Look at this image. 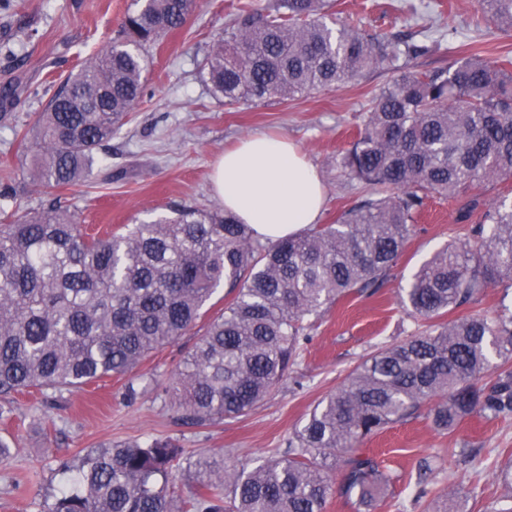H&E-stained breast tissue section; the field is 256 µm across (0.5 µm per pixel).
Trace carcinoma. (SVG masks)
Here are the masks:
<instances>
[{
	"mask_svg": "<svg viewBox=\"0 0 512 512\" xmlns=\"http://www.w3.org/2000/svg\"><path fill=\"white\" fill-rule=\"evenodd\" d=\"M117 36L57 88L22 140L37 148L32 176L47 190L75 184L96 151L144 96L146 44L180 27L189 0H136ZM486 21L512 29V0H478ZM328 0H278L242 9L206 55L201 73L229 105L286 100L374 73L392 80L370 98L362 128L336 168L374 192L334 224L262 242L233 216L176 209L172 216L90 236L51 207L0 209V396L81 388L124 376L211 317L172 376L169 404L204 426L246 414L282 381L308 340L310 318L384 285L431 195L453 197L512 177V69L477 54L417 71L436 51L371 35ZM479 241L454 242L415 273L403 303L430 329L371 355L310 412L280 456L215 472L196 464L192 494L167 476L183 456L169 439L102 445L76 466L74 485L48 512H324L340 465L343 492L368 505L389 477L362 445L427 407L452 433L475 414L512 413V310L440 321L478 292L512 282V199L496 197ZM502 363L493 364V359ZM486 391L477 381L492 369Z\"/></svg>",
	"mask_w": 512,
	"mask_h": 512,
	"instance_id": "obj_1",
	"label": "carcinoma"
}]
</instances>
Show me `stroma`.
Wrapping results in <instances>:
<instances>
[{
	"instance_id": "obj_1",
	"label": "stroma",
	"mask_w": 512,
	"mask_h": 512,
	"mask_svg": "<svg viewBox=\"0 0 512 512\" xmlns=\"http://www.w3.org/2000/svg\"><path fill=\"white\" fill-rule=\"evenodd\" d=\"M197 0L184 24L148 50L146 89L129 121L100 152L87 180L44 194L31 178L34 153L17 130L43 111L55 89L113 38L134 0H0V170L14 173L10 197L0 206L26 212L63 206L91 230H119L170 206L223 212L211 184L212 167L225 149L262 132L294 141L315 166L326 189L320 221L340 215L369 195L336 168L362 122V108L390 80L372 73L355 84L288 100L225 105L200 75L201 63L244 2ZM341 19L372 33H398L423 41L428 28L446 33L436 52L408 60L413 70L448 65L470 53L496 62L512 58V32L487 24L477 0H339ZM468 197H435L415 224L388 280L375 294H352L319 319L297 363L248 414L207 425L184 424L169 405L171 377L197 340L188 332L132 373L79 389L19 394L0 435L14 457L0 465V512H47L57 489L73 476L79 455L102 444L169 438L185 450L174 472L177 494L196 486L192 463L213 469L245 464L284 451L313 406L378 349L423 331L401 304L414 273L446 244L474 239L482 210L466 212ZM135 397H128V387ZM368 453L391 479L387 494L364 506L333 493L325 512H425L434 495L458 490L459 512H485L505 492L498 472L512 459V415L467 418L451 434L426 416L389 426L367 441ZM427 496H419V488Z\"/></svg>"
}]
</instances>
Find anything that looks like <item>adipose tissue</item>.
<instances>
[{
    "mask_svg": "<svg viewBox=\"0 0 512 512\" xmlns=\"http://www.w3.org/2000/svg\"><path fill=\"white\" fill-rule=\"evenodd\" d=\"M224 210L272 241L316 223L325 188L299 147L285 138L255 134L225 151L213 171Z\"/></svg>",
    "mask_w": 512,
    "mask_h": 512,
    "instance_id": "obj_1",
    "label": "adipose tissue"
}]
</instances>
